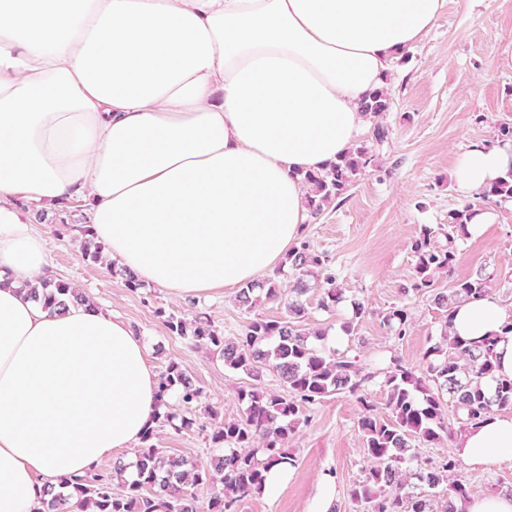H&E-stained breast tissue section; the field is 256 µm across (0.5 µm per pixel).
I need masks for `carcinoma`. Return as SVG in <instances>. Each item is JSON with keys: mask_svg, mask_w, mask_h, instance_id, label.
Listing matches in <instances>:
<instances>
[{"mask_svg": "<svg viewBox=\"0 0 512 512\" xmlns=\"http://www.w3.org/2000/svg\"><path fill=\"white\" fill-rule=\"evenodd\" d=\"M389 108L386 89L362 102V111L371 120L372 140L377 143L388 137L381 120ZM371 163V151L360 146L322 171L304 174L303 181L310 186L311 214H319L345 194ZM490 197L512 198V166L484 192V198ZM474 211L476 204L469 202L448 214V225L423 226L411 245L414 267L409 289L432 294L440 308L489 293L490 279L481 273L451 283L446 292L436 288L438 277L450 274L456 263L455 238L467 234V218ZM89 233L90 229L84 228L81 256L97 261L103 247ZM441 237L446 243L439 242ZM287 274L285 289L271 277L241 288L237 295L240 306L252 309L263 295L282 304L284 314L277 320L253 319L235 338H225L208 321L189 322L174 314L165 320L173 335L190 347L218 354L228 369L255 379L270 371L285 387L282 392L255 385L239 389L242 414L221 421L210 436L211 468L166 454L152 443L158 427L180 431L196 424L202 390L181 365L171 362L160 376L162 411L155 414L154 426L142 438L131 478L114 482V477L125 472L121 464L111 475L89 472L72 483L68 494L44 501L41 512H85L89 508L92 512H201L198 491L204 486L209 494L207 512H238L247 497L262 491L268 468L293 464L288 442L304 413L325 397L341 393L355 397L363 407L358 429L370 460L365 477L348 492L354 512H455L454 502L469 497L466 481L457 476L455 456L449 454L436 464L416 462L409 455V439L434 445L489 413L512 410V378L494 376L497 339L473 345L445 333L427 348L421 369L393 357L387 367L369 370L334 348L315 344L312 337L321 334L314 335L304 327L307 308L298 297L308 292V278L322 279L319 309L331 312L343 298L335 274L329 270L328 256L303 241L288 252ZM70 297L88 300L64 280H42L45 307L63 309ZM408 322V312L401 305L390 307L383 316V325L399 338L406 335ZM381 372L387 390L385 414L365 395L366 384ZM447 395L454 403L452 419L448 418ZM444 483L448 498L435 499L428 494Z\"/></svg>", "mask_w": 512, "mask_h": 512, "instance_id": "obj_1", "label": "carcinoma"}]
</instances>
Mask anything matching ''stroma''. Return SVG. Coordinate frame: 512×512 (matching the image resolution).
Segmentation results:
<instances>
[{"mask_svg": "<svg viewBox=\"0 0 512 512\" xmlns=\"http://www.w3.org/2000/svg\"><path fill=\"white\" fill-rule=\"evenodd\" d=\"M387 88L392 99L382 119L387 139L377 145L370 134L361 138L374 155L371 167L320 215L309 217L304 233L314 249L329 256L344 300L335 311L320 310L322 288L315 281L303 301L306 326L324 332L326 347L364 366L381 368L395 356L419 367L426 349L439 340L448 314L430 296L404 294L413 273L411 244L423 225L447 223L449 212L461 207L455 173L470 148L498 143L500 126L512 124V0H444L420 41L393 62ZM484 207L494 211V223L480 234L457 237L458 259L439 286L484 273L491 278L492 293L512 311V203L493 199ZM30 215L57 277L128 320L144 338L155 371L177 362L201 388L203 405L224 419L241 414L237 392L255 381L226 369L221 358L206 350L189 348L170 334L165 317H205L233 338L252 319H278L282 304L264 299L247 311L232 290L212 300H180L146 284L128 288L111 261L81 258L80 229L88 222L83 203L74 201L60 210L34 208ZM353 301L361 302L365 313L347 334L341 325ZM394 305L409 313L401 339L382 324ZM255 383L282 389L269 372ZM359 417L358 402L345 394L310 408L288 444L295 465L287 480L270 493L249 497L239 512H312L317 486L326 477L336 486L337 512H352L347 490L363 478L368 464ZM206 419L203 413L196 417L198 425ZM198 425L183 432L158 428L155 442L167 453L209 464V437ZM459 474L474 494L512 489V463L463 464Z\"/></svg>", "mask_w": 512, "mask_h": 512, "instance_id": "35a3bbf8", "label": "stroma"}]
</instances>
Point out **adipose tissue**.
<instances>
[{
  "label": "adipose tissue",
  "mask_w": 512,
  "mask_h": 512,
  "mask_svg": "<svg viewBox=\"0 0 512 512\" xmlns=\"http://www.w3.org/2000/svg\"><path fill=\"white\" fill-rule=\"evenodd\" d=\"M443 0H0V512H41L51 479L140 443L159 378L138 331L94 302L46 308L44 241L13 203L83 201L115 268L179 299L257 281L302 238L301 177L353 148ZM512 144L455 174L483 193ZM512 312L456 303L450 335L498 337ZM467 464L512 463V413L459 434Z\"/></svg>",
  "instance_id": "ef3b65f1"
}]
</instances>
